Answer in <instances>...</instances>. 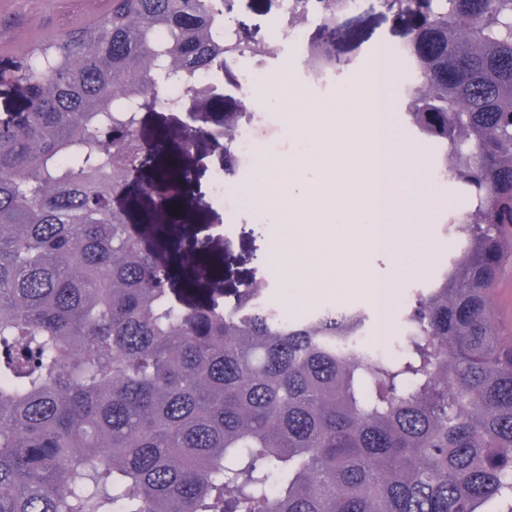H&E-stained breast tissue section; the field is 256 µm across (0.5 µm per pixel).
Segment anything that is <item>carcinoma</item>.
Here are the masks:
<instances>
[{
  "label": "carcinoma",
  "instance_id": "carcinoma-1",
  "mask_svg": "<svg viewBox=\"0 0 512 512\" xmlns=\"http://www.w3.org/2000/svg\"><path fill=\"white\" fill-rule=\"evenodd\" d=\"M308 51L338 69L353 32L323 0ZM235 0H108L13 60L23 112H0V512H512V344L490 295L512 252V0H389L407 116L469 197L463 248L404 314L392 357L368 314L285 322L254 277L175 287L161 224L120 204L140 113L175 108L259 43ZM239 109L194 112L184 143L231 154ZM183 255L192 278H208ZM276 479L279 492L270 493Z\"/></svg>",
  "mask_w": 512,
  "mask_h": 512
}]
</instances>
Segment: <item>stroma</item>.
<instances>
[{
  "label": "stroma",
  "instance_id": "obj_1",
  "mask_svg": "<svg viewBox=\"0 0 512 512\" xmlns=\"http://www.w3.org/2000/svg\"><path fill=\"white\" fill-rule=\"evenodd\" d=\"M100 4L101 0H0V36L26 38L28 26L37 22L50 23L61 32L72 27L76 14L100 15ZM278 18L275 0H236L232 14L238 28L253 32L257 39L267 43L279 36ZM342 22L354 32L353 38L339 48L347 64L338 72L337 82L345 86L353 84L370 67L380 49L397 50L408 38V22L386 11L379 0H359L357 8L344 16ZM184 119L183 112L162 109L141 115L140 131L145 146L153 147L155 137L161 136L166 140V148L143 169L140 180L127 189L126 197L131 201L135 221L166 225V233L158 246L174 258L189 248L186 226H193L199 234L211 236L214 246L201 255L199 261L208 268L212 280L223 283L250 276L266 280L269 299L280 301L290 319L303 318L328 305L363 308L370 312L366 332L375 334L380 315L373 310L370 299L360 292L318 287L305 289L300 299H289L287 267L292 258L285 254L280 260H271L275 242L268 230L267 213L258 206L244 205L230 214L214 199L212 184L224 161V153L207 146L185 150L182 142ZM181 166L192 169L194 177L191 181L179 183L174 189L171 204L180 210L181 220L172 223L165 212L154 208L144 186L155 183L162 170ZM190 200L195 201V209H186L185 204ZM467 208V198L451 181L446 191L438 194L436 204L422 214L421 219L432 242L433 256L421 274L405 279L400 285L390 312L388 330L379 335L385 355L392 356L398 352L397 345L405 334L403 317L406 301L441 274L449 259L461 251L462 241L455 234L445 232L444 222L449 213H461Z\"/></svg>",
  "mask_w": 512,
  "mask_h": 512
}]
</instances>
